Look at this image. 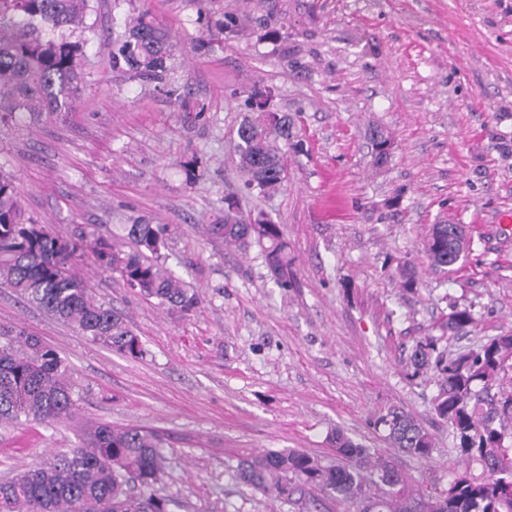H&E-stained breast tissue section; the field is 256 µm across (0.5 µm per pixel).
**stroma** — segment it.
Listing matches in <instances>:
<instances>
[{
  "instance_id": "obj_1",
  "label": "stroma",
  "mask_w": 512,
  "mask_h": 512,
  "mask_svg": "<svg viewBox=\"0 0 512 512\" xmlns=\"http://www.w3.org/2000/svg\"><path fill=\"white\" fill-rule=\"evenodd\" d=\"M228 14L240 21L230 34ZM141 16L172 43L156 76L116 56ZM71 39L83 80L70 110L0 126V169L24 217L63 237L129 251L126 225L166 226L165 265L201 303L188 314L159 305L82 257L92 294L139 337L145 354L133 358L0 285V325L33 331L81 385L72 421L0 426V477L103 423L166 440L171 512H285L235 479L238 458L295 449L332 464L339 430L414 489L447 488L461 461L433 410L439 376L413 375L406 358L428 336L453 354L512 331V0H89ZM255 89L296 122L286 178L264 194L237 168ZM373 126L393 142L380 168ZM230 206L279 224L291 287L259 247L208 233ZM441 222L470 241L445 273L423 252ZM456 307L474 321L451 335L442 325ZM393 405L431 433L430 458L375 427Z\"/></svg>"
}]
</instances>
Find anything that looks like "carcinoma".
I'll return each instance as SVG.
<instances>
[{"mask_svg": "<svg viewBox=\"0 0 512 512\" xmlns=\"http://www.w3.org/2000/svg\"><path fill=\"white\" fill-rule=\"evenodd\" d=\"M87 7L88 0H0V124L68 111L81 81V46L65 33L83 23ZM168 50L167 35L141 16L119 54L130 68L155 72L164 69ZM237 135L238 168L247 187L262 192L280 184L285 165L278 142L293 137L291 118L274 114L269 122L258 114ZM209 231L238 249L259 244L271 277L283 288L291 284L289 246L279 225L248 224L226 213L224 223L209 225ZM166 234L161 224H132L128 236L137 249L125 252L104 239L86 245L43 224H26L14 179L0 170V282L115 352L138 358L144 349L124 318L87 288L75 270L78 253L91 247L105 268L141 296L189 313L199 297L161 263ZM424 252L436 270L458 263L446 237L440 242L427 235ZM473 321L468 309L456 308L443 329L457 334ZM511 356L510 333L450 356L437 351L430 337L417 342L408 357L413 374L434 368L441 375L436 415L448 424L459 456L481 469L478 475L468 468L455 472L436 495L411 490L393 464L372 460L371 449L341 431L332 436L342 460L336 466L300 450H270L241 460L235 478L258 493L276 494L288 512H333L341 505L344 512H512V448L502 445L512 432V386L500 383ZM76 388L55 350L26 328L0 325V425L65 422L76 411ZM375 425L407 455L431 456V434L403 409L379 413ZM167 462L165 442L155 432L98 425L84 445L1 480L0 512H169L172 499L159 487Z\"/></svg>", "mask_w": 512, "mask_h": 512, "instance_id": "obj_1", "label": "carcinoma"}]
</instances>
